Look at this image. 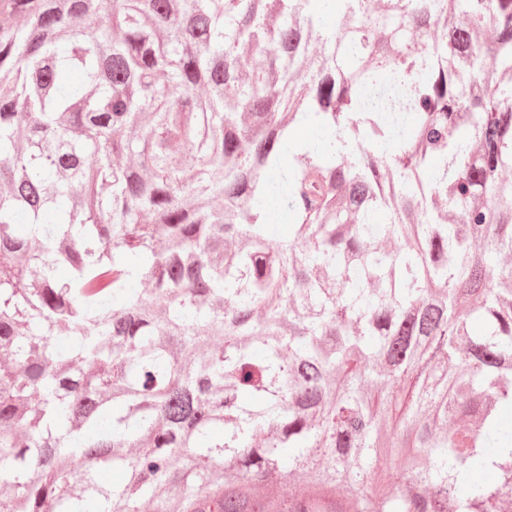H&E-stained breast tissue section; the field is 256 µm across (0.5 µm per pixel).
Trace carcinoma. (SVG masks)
Returning <instances> with one entry per match:
<instances>
[{
    "mask_svg": "<svg viewBox=\"0 0 512 512\" xmlns=\"http://www.w3.org/2000/svg\"><path fill=\"white\" fill-rule=\"evenodd\" d=\"M377 3L0 0L13 512H512V0Z\"/></svg>",
    "mask_w": 512,
    "mask_h": 512,
    "instance_id": "carcinoma-1",
    "label": "carcinoma"
}]
</instances>
